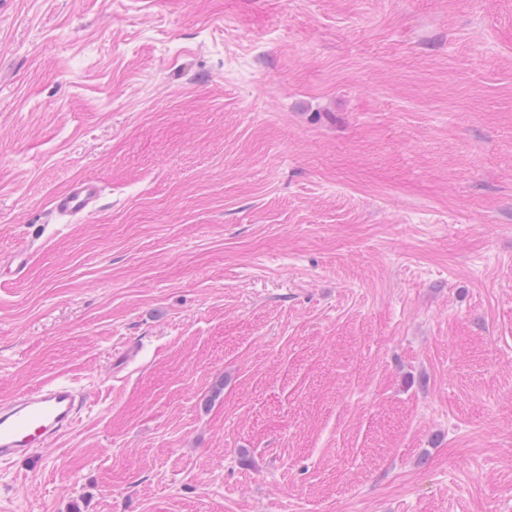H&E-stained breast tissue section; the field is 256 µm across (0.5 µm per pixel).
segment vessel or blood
I'll use <instances>...</instances> for the list:
<instances>
[{
    "instance_id": "1",
    "label": "vessel or blood",
    "mask_w": 512,
    "mask_h": 512,
    "mask_svg": "<svg viewBox=\"0 0 512 512\" xmlns=\"http://www.w3.org/2000/svg\"><path fill=\"white\" fill-rule=\"evenodd\" d=\"M102 187L92 178L73 182L57 195L51 211L59 217H79L98 208ZM80 398L70 382L43 385L0 407V457L28 456L60 434L77 419Z\"/></svg>"
}]
</instances>
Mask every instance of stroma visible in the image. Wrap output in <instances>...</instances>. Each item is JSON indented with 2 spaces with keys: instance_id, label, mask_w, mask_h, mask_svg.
<instances>
[{
  "instance_id": "obj_1",
  "label": "stroma",
  "mask_w": 512,
  "mask_h": 512,
  "mask_svg": "<svg viewBox=\"0 0 512 512\" xmlns=\"http://www.w3.org/2000/svg\"><path fill=\"white\" fill-rule=\"evenodd\" d=\"M1 274L0 512H512V0H0ZM101 199L102 187L97 180L80 179L53 199L51 212L59 217H79L97 209ZM80 397L69 381L39 386L0 407V457H27L69 431Z\"/></svg>"
}]
</instances>
